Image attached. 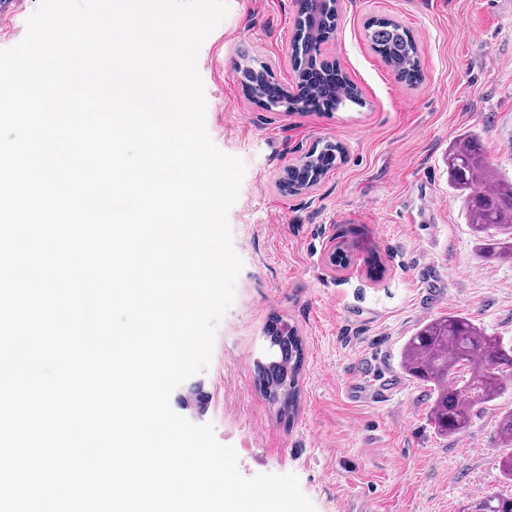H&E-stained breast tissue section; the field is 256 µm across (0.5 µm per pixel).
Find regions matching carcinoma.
<instances>
[{
    "label": "carcinoma",
    "mask_w": 512,
    "mask_h": 512,
    "mask_svg": "<svg viewBox=\"0 0 512 512\" xmlns=\"http://www.w3.org/2000/svg\"><path fill=\"white\" fill-rule=\"evenodd\" d=\"M331 4L327 0H301L294 26L291 59L298 93L288 97L291 112L311 109L337 111L345 102H361V93L345 74L321 59V46L335 32ZM372 50L400 80L421 78L419 46L413 33L389 18H376L367 25ZM330 72L321 83L308 80L311 67ZM247 91L266 98L271 75L265 70L242 71ZM340 153L327 144L309 153L306 161L288 169V187L303 188L324 176ZM448 181L464 200L474 236L484 254L512 262V179L499 176L470 136L456 139L448 151ZM270 359L257 364V375L269 399L290 409L296 398L297 375L302 361V343L285 325L268 332ZM400 367L410 378L430 387L429 417L435 430L447 436L465 432L483 408L499 399L512 379V342L488 333L464 315L448 313L427 321L407 337L400 351ZM497 434L505 447H512V410L499 416ZM471 512H512V497L483 493Z\"/></svg>",
    "instance_id": "carcinoma-1"
}]
</instances>
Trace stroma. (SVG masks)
Listing matches in <instances>:
<instances>
[{"label":"stroma","instance_id":"stroma-1","mask_svg":"<svg viewBox=\"0 0 512 512\" xmlns=\"http://www.w3.org/2000/svg\"><path fill=\"white\" fill-rule=\"evenodd\" d=\"M202 43L206 127L246 173L228 214L243 262L207 369L172 393L173 410L212 424L243 476L295 474L315 512H469L484 491L512 495L499 469V415L512 384L455 437L430 420V390L406 376L400 348L425 321L454 312L512 341V263L486 258L448 182L444 158L463 134L512 178V0H340L323 56L364 103L288 112L251 101L240 51L295 92L289 43L300 0H228ZM387 16L420 47L422 79L396 81L370 48L365 24ZM341 148L309 191L279 184L313 148ZM349 248L340 268L329 256ZM302 340L297 403L280 412L255 362L273 319ZM388 374L385 395L353 387Z\"/></svg>","mask_w":512,"mask_h":512}]
</instances>
